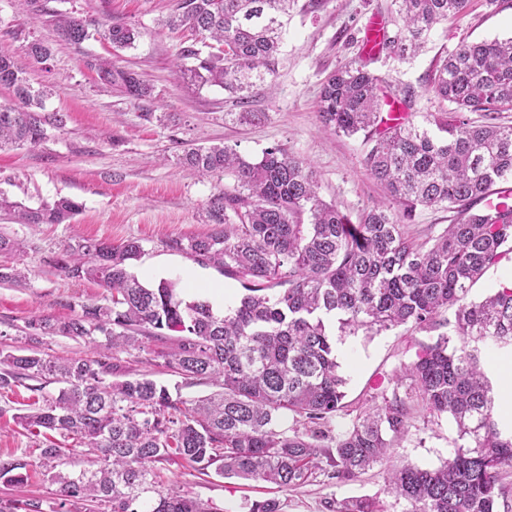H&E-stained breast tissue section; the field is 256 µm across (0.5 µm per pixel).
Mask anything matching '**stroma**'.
Masks as SVG:
<instances>
[{
    "label": "stroma",
    "instance_id": "stroma-1",
    "mask_svg": "<svg viewBox=\"0 0 512 512\" xmlns=\"http://www.w3.org/2000/svg\"><path fill=\"white\" fill-rule=\"evenodd\" d=\"M178 2L44 0L52 11L136 28L140 36L135 46L116 53L98 36L79 45L56 41L42 17L30 11L27 0H0L1 43L19 53L25 39L52 42L51 60L35 68L32 77L54 90L45 103L46 111L68 115L65 129L53 133L46 143L0 151V194L29 208L60 197L83 205L73 221L63 224L9 222V231L30 244L22 259L29 275L20 283L0 282V345L22 346L23 328L32 316L63 319L79 313L82 305L101 301L99 286L68 279L51 265L59 248L78 237L105 239L115 245L140 241L142 254L133 271L143 282L166 278L184 288L220 287L228 300L241 294L238 281L167 246L169 239L212 231L206 218L208 201L234 184L229 177L199 178L171 163V156L184 147L224 144L254 160L264 148L281 144L310 163L322 199L335 203L351 218L383 200L382 190L364 172L361 136L324 132L317 112L325 78L357 60L370 19L380 18L387 28H394L390 0H322L318 5L298 0L282 43L274 87L269 92L257 90L245 107L221 87L198 88L183 82L175 57L191 36L170 32L162 24ZM17 30L22 38H14ZM508 37H512V0H496L492 5L487 0H470L466 15L434 28L419 54L402 61L383 54L372 68L392 84L414 87L411 111L414 122L422 125L429 113L439 109L438 100L426 90L436 58L452 54L464 42ZM107 56L152 85L151 111L171 113V122L144 121L140 107L98 82L85 62ZM244 108L264 113V120L253 124L226 120V113ZM424 339V334L403 328L343 337L337 356L346 381V406L333 418L331 431L368 410L374 385L388 380L401 363L412 359ZM172 344L169 338L145 340L140 355L143 369L188 400L215 392L209 382L180 387L178 376L154 365L155 354ZM27 396L23 388L0 395V454L24 456L29 446L11 416ZM456 436L448 418L429 416L416 405L406 436L382 463L352 480L317 478L298 489L276 492L265 483L214 472L200 476L178 464L164 465L162 480L183 495L212 502L221 512H242L247 501L273 495L285 502L284 512H325V501L363 496L378 498L388 512H401V503L386 492L388 473L406 462L439 466L451 454Z\"/></svg>",
    "mask_w": 512,
    "mask_h": 512
}]
</instances>
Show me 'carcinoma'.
<instances>
[{"mask_svg":"<svg viewBox=\"0 0 512 512\" xmlns=\"http://www.w3.org/2000/svg\"><path fill=\"white\" fill-rule=\"evenodd\" d=\"M57 38L79 45L97 33L117 50L131 48L135 28L113 23L91 29L77 16L27 0ZM295 0H180L167 21L212 49H179L177 68L195 86H219L240 101L272 81ZM400 25L382 28L375 47L330 73L320 92L318 120L335 134H363L366 175L380 184L393 208L375 203L352 222L319 196L311 167L282 145L256 161L226 145L192 146L177 163L201 177L234 178L207 205L212 232L175 238L168 248L241 282L244 293L214 312L209 300L183 298L177 282L143 284L132 272L141 254L136 240L120 245L93 238L68 242L53 268L93 282L103 302L60 320L27 322V346L0 348V392L24 387L28 402L13 420L35 445L47 481L57 486L51 512H221L202 500L163 491L155 464L178 463L201 475L211 466L227 477L299 488L317 478L351 480L382 461L410 426L408 400L420 399L432 416L457 426L454 451L436 468L406 463L388 474V493L404 512H499L509 491L501 472L512 467V432L501 429L492 387L482 364L489 343L512 350V288L481 301L472 286L512 253V197L493 186L512 178V37L463 43L436 59L428 92L443 104L433 128L408 112L415 90L394 87L370 65L381 54L406 59L424 47L439 23L467 12L469 0H392ZM31 63H45L49 43L25 45ZM194 59L186 67L182 61ZM87 67L105 87L140 104L152 88L131 69L92 58ZM0 151L37 146L65 126L62 112L45 111L51 90L36 87L27 67L0 44ZM388 102L400 113L383 114ZM453 108L446 107V104ZM467 112L481 114L475 124ZM455 213L452 224L424 241L406 226L417 208ZM82 211L74 198L36 209L0 197V212L20 224H62ZM25 241L0 229V254L21 257ZM453 313V333L440 331ZM342 336L406 326L436 333L415 357L376 388L379 404L331 434L343 410L329 320ZM178 334L161 351L164 366L193 386L209 380L220 391L188 401L150 378L112 362L118 349L143 350L140 336ZM87 339L91 357H59L42 350L45 338ZM60 384L55 393L45 388ZM293 426L282 428L286 418ZM73 441L91 459L76 470L58 442ZM27 463L0 457V482L23 485ZM248 512H283L280 499L246 502ZM327 512H385L377 498L325 502ZM0 512H42V501L0 499Z\"/></svg>","mask_w":512,"mask_h":512,"instance_id":"obj_1","label":"carcinoma"}]
</instances>
